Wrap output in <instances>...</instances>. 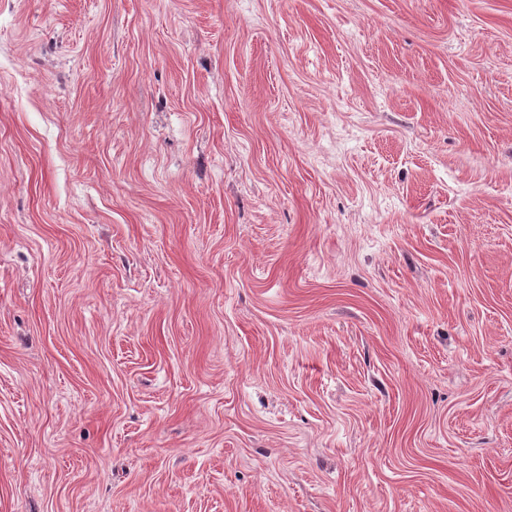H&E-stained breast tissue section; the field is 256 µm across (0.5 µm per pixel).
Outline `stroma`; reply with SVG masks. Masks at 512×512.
I'll return each mask as SVG.
<instances>
[{"label":"stroma","mask_w":512,"mask_h":512,"mask_svg":"<svg viewBox=\"0 0 512 512\" xmlns=\"http://www.w3.org/2000/svg\"><path fill=\"white\" fill-rule=\"evenodd\" d=\"M0 512H512V0H0Z\"/></svg>","instance_id":"obj_1"}]
</instances>
